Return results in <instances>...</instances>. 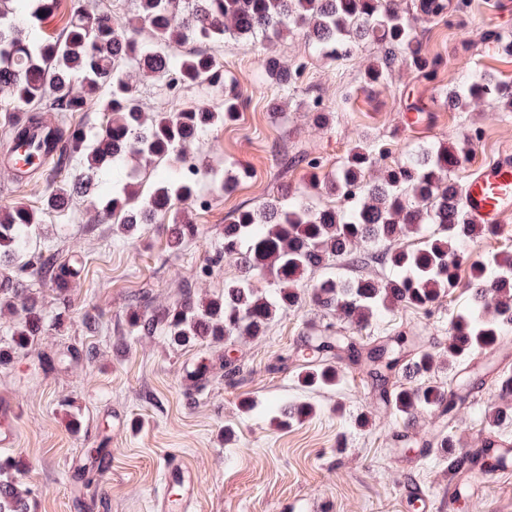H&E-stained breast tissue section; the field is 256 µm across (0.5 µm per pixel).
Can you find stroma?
<instances>
[{
  "label": "stroma",
  "instance_id": "stroma-1",
  "mask_svg": "<svg viewBox=\"0 0 512 512\" xmlns=\"http://www.w3.org/2000/svg\"><path fill=\"white\" fill-rule=\"evenodd\" d=\"M132 15L133 0H57L53 13L37 21L38 33L58 35L74 10ZM426 52L447 59L434 80L413 69H394L387 83L367 86V65L382 52L370 40L349 59L323 56L302 35L270 44L247 39L222 49L227 80L237 83L247 103L235 121L207 133L189 152L199 170L197 191L175 201L199 232L180 248L168 246L170 217L156 215L127 238L112 225L96 223L94 198H76L63 212L44 214L31 246H54L79 270L66 312H59L49 283L29 278L47 319L35 350L0 365V401L21 408L15 446L0 457L20 460L19 481L31 489L33 512H154L169 458L179 457L198 475L194 512H421L414 483L438 512H512V481L495 478L466 485L448 495V460L430 454L425 442L449 434L471 448L485 436L512 442V427H493L489 414L500 400L493 383L512 368V337L480 357L479 374L465 373L467 400L452 423L438 412L418 416L404 428L400 414L380 397L366 377L341 363L336 387L310 390L299 385L305 364V336L316 330L348 331L334 314L312 302L279 315L264 336L238 340L240 370L225 378L214 368L208 381L193 383L187 369L212 356L206 347H178L162 335H137L128 315L140 294L153 306L167 305L184 283L198 297L222 292L239 276L235 257L211 260L224 241V224L237 209L255 208L281 186L299 187L310 174L328 182L359 138L384 144L388 159L403 161L421 145L454 142L467 157L454 171L465 183L471 167L487 159L500 142L512 140V112L491 101L459 112L443 89L460 72L495 74L512 84V56L501 54L495 36L512 37V16L491 11L489 0H468L446 21L421 25ZM303 70L289 93L278 92L261 69L266 52ZM152 109L173 112L187 103L215 105V91L171 95L152 77L134 79ZM428 103L423 129L404 128L414 100ZM333 112L330 126L314 124L311 110ZM317 170H310V163ZM238 175L235 189L221 193L219 179ZM470 302L467 289L443 296L430 309L399 306L355 333L358 344L377 345L406 334L427 337V349L444 354L448 326ZM98 326L88 329L86 315ZM70 348L95 351L92 360L71 365L58 356ZM308 402L311 416L282 426L276 406ZM108 448L112 461L104 476L79 467L88 449Z\"/></svg>",
  "mask_w": 512,
  "mask_h": 512
}]
</instances>
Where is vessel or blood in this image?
I'll list each match as a JSON object with an SVG mask.
<instances>
[{
    "label": "vessel or blood",
    "instance_id": "obj_1",
    "mask_svg": "<svg viewBox=\"0 0 512 512\" xmlns=\"http://www.w3.org/2000/svg\"><path fill=\"white\" fill-rule=\"evenodd\" d=\"M49 124L39 126L28 124L24 127L25 137L30 145V159L21 168H14L11 162L0 163L6 171H17L20 180L26 181L45 165L52 147L53 137ZM462 202L472 223L501 226L512 219V142L501 143L495 154L487 161L473 168L464 186ZM450 455L459 456L460 468L454 473V481H478L483 474L479 462L484 454L498 457L496 475L501 479L512 477V445L500 442H486L484 448L467 450L451 447ZM167 486L181 490L179 497L161 494L157 500L156 512H188L194 497L196 475L180 459H169L165 470Z\"/></svg>",
    "mask_w": 512,
    "mask_h": 512
}]
</instances>
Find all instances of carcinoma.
<instances>
[{
  "mask_svg": "<svg viewBox=\"0 0 512 512\" xmlns=\"http://www.w3.org/2000/svg\"><path fill=\"white\" fill-rule=\"evenodd\" d=\"M55 0H0V92L12 106L3 109L0 125L12 129L18 115L40 117L44 112H86L96 106L103 113L101 128L90 135L82 126L58 123L67 135L55 162L58 168L76 164L74 179L49 191L45 210L63 209L92 185L98 222H112L130 233L155 215L171 216L169 244L178 248L198 234L197 225L172 210V201L196 193V179L169 172L154 178L143 196L134 188L137 173L121 162L135 157L150 164L178 166L185 153L212 128L236 118L244 98L224 79L216 48L241 39H271L301 33L322 53L344 60L369 37L382 44L383 54L365 73L368 86L384 82L397 64L414 68L432 79L447 65L438 55L424 52L415 32L419 21L437 22L448 16L454 0H413L405 11L394 0H135V14L122 21L109 12L75 11L58 37L30 33L35 21L51 12ZM266 77L281 91L293 84L294 71L274 54L261 59ZM149 74L167 91L197 87L224 94L220 107L209 110L192 104L177 112H150L131 81V73ZM79 82L83 92L71 86ZM458 112L471 102L492 99L512 112V87L490 76L468 78L446 90ZM383 145L366 138L350 148L330 181L339 204L314 207L307 202L318 187L317 175L295 194L284 185L258 208L240 209L224 225V243L213 259L240 260L241 275L224 283V292L211 298L195 296L191 284L161 308L136 306L129 321L140 334L161 333L177 346L210 342L233 344L240 338L266 333L276 315L299 306L304 297L325 313H335L360 329L400 305L426 308L459 287L457 271L469 264L465 287L471 302L459 311L448 329V369L472 356L498 348L512 328V251L496 252L469 261L475 239L496 233L493 227L469 222L462 204V187L452 178L463 149L445 142L424 145L409 159L385 162ZM375 168L382 171L371 180ZM44 210L23 206L0 209V266L15 273L0 278V310L14 320L0 339V363L10 354L33 350L44 332L38 297L27 288L35 275L51 284L60 300L68 293L78 270L59 258L58 251L29 253ZM423 224L433 229L418 242L405 243ZM372 263L389 269L382 280L363 275L340 277L329 269L349 266L362 270ZM328 273L302 293L305 278ZM270 279L268 287L256 277ZM416 336L399 334L363 354L344 334L322 333L306 349L312 359L298 375L305 387L335 386L339 369L331 355L340 350L360 372L384 388L392 372L410 364L409 381L388 396L407 418L424 411L453 416L461 397L448 388L420 379L437 363L435 354L415 350ZM313 413L307 403L278 409L283 425ZM20 463L0 458V512H32L30 491L21 489L14 473Z\"/></svg>",
  "mask_w": 512,
  "mask_h": 512,
  "instance_id": "cac0c4a2",
  "label": "carcinoma"
}]
</instances>
